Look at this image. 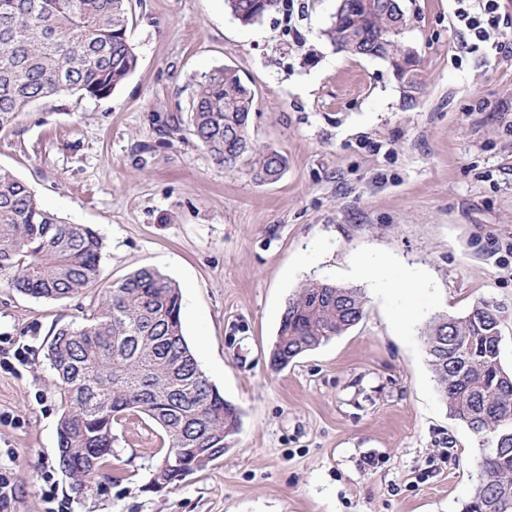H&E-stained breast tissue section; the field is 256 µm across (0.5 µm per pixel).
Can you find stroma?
<instances>
[{
    "label": "stroma",
    "instance_id": "obj_1",
    "mask_svg": "<svg viewBox=\"0 0 512 512\" xmlns=\"http://www.w3.org/2000/svg\"><path fill=\"white\" fill-rule=\"evenodd\" d=\"M421 64L406 93L387 61L320 32L337 0H281L244 25L224 0H132L135 71L110 96L63 94L0 128V167L43 208L103 239L101 278L150 265L182 294L185 338L241 412L218 460L147 490L161 430L114 427L84 492L56 463L64 394L46 357L89 300L0 288V473L12 512H462L479 440L449 415L422 338L432 318L502 304L512 369V0L470 50L455 0H401ZM238 70L255 93L252 142L288 159L257 184L198 142L200 76ZM383 261L375 281L357 275ZM422 283L400 291L406 273ZM362 290L363 319L283 370L270 352L306 283Z\"/></svg>",
    "mask_w": 512,
    "mask_h": 512
}]
</instances>
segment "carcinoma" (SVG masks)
<instances>
[{
    "label": "carcinoma",
    "mask_w": 512,
    "mask_h": 512,
    "mask_svg": "<svg viewBox=\"0 0 512 512\" xmlns=\"http://www.w3.org/2000/svg\"><path fill=\"white\" fill-rule=\"evenodd\" d=\"M280 0H236L229 8L251 25ZM338 0L340 19L323 30L337 50L387 62L395 29L408 24L390 0L355 9ZM128 0H0V127L33 103L65 92L106 98L136 68ZM255 95L237 70L203 74L190 107L193 133L231 171L243 165L259 184L278 180L287 158L249 136ZM103 244L81 224L44 209L29 185L0 168V288L34 299L81 296L98 285ZM503 306L480 299L463 316L433 318L422 332L449 414L482 444L480 477L463 512H512V370L501 362ZM361 289L302 285L282 314L271 365L282 370L303 353L357 325ZM47 358L64 390L57 463L82 488L112 455L113 428L140 413L164 433V456L194 467L192 449L224 456L238 409L208 381L182 328L179 289L141 266L99 291L82 321L53 330Z\"/></svg>",
    "instance_id": "obj_1"
}]
</instances>
